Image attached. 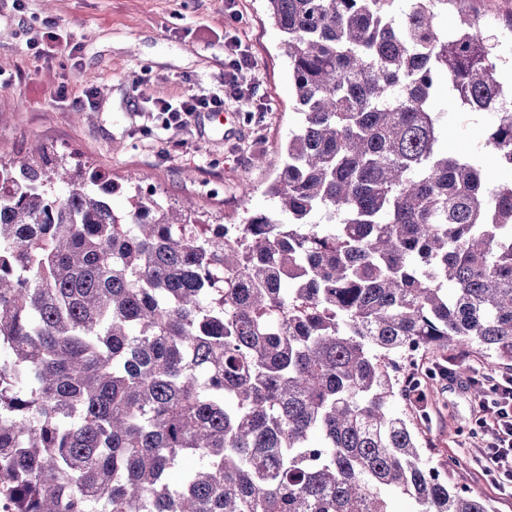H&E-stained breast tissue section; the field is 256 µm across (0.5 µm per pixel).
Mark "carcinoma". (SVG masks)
I'll return each mask as SVG.
<instances>
[{
  "label": "carcinoma",
  "mask_w": 512,
  "mask_h": 512,
  "mask_svg": "<svg viewBox=\"0 0 512 512\" xmlns=\"http://www.w3.org/2000/svg\"><path fill=\"white\" fill-rule=\"evenodd\" d=\"M395 2L267 0L299 122L242 224L0 148L12 512H490L391 403L410 344L512 364V86L482 14L441 33L464 0ZM443 83L487 114L472 155L439 147Z\"/></svg>",
  "instance_id": "obj_1"
}]
</instances>
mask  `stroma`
<instances>
[{"label": "stroma", "instance_id": "stroma-1", "mask_svg": "<svg viewBox=\"0 0 512 512\" xmlns=\"http://www.w3.org/2000/svg\"><path fill=\"white\" fill-rule=\"evenodd\" d=\"M237 2L238 23L225 18L224 0H0V144L79 152L116 182L132 174L170 204L193 199L212 224H238L245 210L270 208L267 189L295 130L293 84L266 0ZM46 20L71 32L74 49L46 58L29 48ZM228 30L253 59L248 76L268 112L258 120L238 110L226 126L203 115L184 131L160 129L149 100L220 80ZM90 88L94 106L75 111L73 99ZM438 106L442 147L472 151L486 116L456 108L444 87ZM424 390L426 406L394 405L420 427L424 455L455 459L452 484L479 491L493 512H512V496L499 495L468 447L477 417L472 392L437 374Z\"/></svg>", "mask_w": 512, "mask_h": 512}]
</instances>
